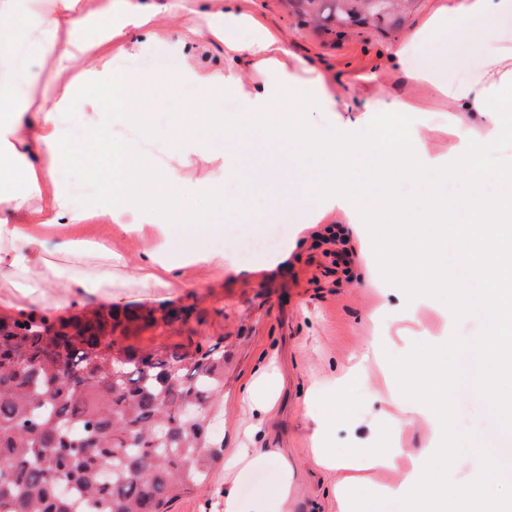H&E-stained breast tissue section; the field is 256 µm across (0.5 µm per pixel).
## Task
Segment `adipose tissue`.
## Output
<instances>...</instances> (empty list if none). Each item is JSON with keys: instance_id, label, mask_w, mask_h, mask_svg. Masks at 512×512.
<instances>
[{"instance_id": "ef3b65f1", "label": "adipose tissue", "mask_w": 512, "mask_h": 512, "mask_svg": "<svg viewBox=\"0 0 512 512\" xmlns=\"http://www.w3.org/2000/svg\"><path fill=\"white\" fill-rule=\"evenodd\" d=\"M211 19L210 32L251 28L253 16L239 0H204ZM512 14V0H431V7L408 37L409 43L446 37L469 31L488 38L498 16ZM478 28H471V21ZM149 22L143 0H106L97 14L83 13L79 0H50L49 7L30 16L23 32L30 48L54 56L58 73L68 79L51 102H36L28 93L0 88V280L8 292L0 296V309L13 310L22 296L43 306L63 308L82 294L101 292L112 302L113 276L123 275L128 262L111 242L95 238L56 237L43 233L49 225L76 226L94 215L104 216L126 236H142L152 229L149 245L140 253L138 283L144 288L163 286L164 276H178L181 269L197 264L223 268L226 254L221 249H200L193 241L201 234L220 239L224 229L206 223L191 207L195 196L205 195L225 210L238 209L236 200L225 197L224 179L236 175L241 166L240 150L250 146L254 135L267 144L288 151L299 173H306V161L314 154L323 157L327 174L314 183L312 191L296 187L277 198L262 216L265 224L288 219L292 224H318L335 211L347 223L370 232L374 225L396 223L408 208L393 190L395 177L420 180L428 172L449 174L470 185L468 194L448 199L426 195L421 216L412 229L422 247L412 268L386 271L388 282H401L409 292L404 313L414 317L428 299L419 286L423 273L438 282L451 274L447 266L435 264L441 243L432 237V226L463 214L474 218L472 226L458 235L459 251L470 270L486 285L484 302L498 321L495 332L500 344L512 343V171L490 168L484 157L501 140L512 138V47L498 46L491 52L490 65L478 87L459 86L447 90L452 111L479 115V136L461 131L447 155L432 153L428 137L422 134L425 119L406 99L373 97L364 115H357L324 127L288 115L283 110L286 89H298L306 112L336 110V100L324 75L301 81L297 72L280 61L284 51L279 37L263 33L247 41L224 42L223 67L198 75L205 93L231 94L242 105L240 112L226 117L216 112H179L175 127L191 125L193 132L184 142L185 155L203 161H219L218 175L194 183L183 182L174 161H158L141 144L114 133L112 115L126 126L150 133L151 117L137 100L136 85L125 73L103 68L76 70V49L91 28L100 32V44L119 43L123 53L138 52L142 40L137 31ZM264 76L259 88L248 89L244 67ZM103 89L111 94L110 111L88 114L92 134L110 142L112 176L95 201L74 206L66 185L59 179L63 163L81 160L82 155L66 140L62 119L83 111L90 93ZM373 112L391 116L397 127L383 133L370 120ZM500 183V197L485 194L484 184ZM276 386L269 369H261L248 387L245 398L261 431L273 410ZM394 402L404 401L393 394ZM407 402V401H404ZM409 409L431 426L434 436L428 448L409 453L397 448L403 421L388 428L394 447L373 455L369 465L397 471L401 479L386 487L387 496L404 500L406 512H440L439 489L429 474L436 458L447 455L448 387L446 374L434 376L431 386L421 387ZM256 463L274 465L281 476L275 502L259 498L243 506L233 484L218 491L217 502H204L202 512H288L292 467L278 453H258L237 447L224 461L225 472Z\"/></svg>"}]
</instances>
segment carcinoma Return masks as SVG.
<instances>
[{
	"instance_id": "obj_1",
	"label": "carcinoma",
	"mask_w": 512,
	"mask_h": 512,
	"mask_svg": "<svg viewBox=\"0 0 512 512\" xmlns=\"http://www.w3.org/2000/svg\"><path fill=\"white\" fill-rule=\"evenodd\" d=\"M337 37L400 23L414 0H287ZM121 321L97 312L0 320V512H170L203 484L224 444L210 431L224 348L113 366Z\"/></svg>"
}]
</instances>
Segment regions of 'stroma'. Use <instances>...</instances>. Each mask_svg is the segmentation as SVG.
I'll return each instance as SVG.
<instances>
[{
  "mask_svg": "<svg viewBox=\"0 0 512 512\" xmlns=\"http://www.w3.org/2000/svg\"><path fill=\"white\" fill-rule=\"evenodd\" d=\"M169 0H154L155 15L150 29L154 40L142 48L150 55L159 45H170L180 57L176 74L131 68L127 74L141 81V100L154 114L157 131L168 132V141H153V152L161 157L178 156L179 133L168 130V113H234L241 102L233 97L203 98L196 83L186 80L187 71H205L223 64L224 43L208 38L202 44L188 39L190 31H206L204 14L185 10L171 14ZM429 0H416L413 11L401 25L376 29L370 26L348 31L338 38L301 24L286 0H249L255 17L274 35L282 37L288 50L283 61L288 69L306 65L323 73L336 91L339 107L363 108L376 94L407 97L434 119L431 135L435 152L448 153L456 142L448 128L456 120L448 101L436 90L457 59L469 64L464 78L474 85L488 66L491 50L498 45L512 47V16L498 19L492 41L482 42L454 34L447 40L423 42L409 49L405 71L385 75L378 84L362 81V74L375 66L381 52L399 47L423 17ZM433 68L434 81L415 84L406 70ZM70 142L81 153L96 158L97 167L70 164L63 172L75 197L85 203L103 187L107 166L106 143L87 136L81 114L68 115ZM292 232L297 247L282 261L258 258L252 268L217 271L208 266L184 268L180 280L167 288H143L133 278L114 282L113 295L125 308L154 311V327L130 332L128 344L158 355L190 353L196 345L218 343L228 353L224 368V392L211 410L217 418L219 438L225 448L235 444L238 425L248 424L250 414L243 403V390L255 369L275 361L279 398L270 422L256 446L286 455L293 466L292 495L288 512H339L334 494L346 471L320 466L313 457V418L319 413L324 393L336 392V413L329 419V445L349 451L361 466L364 482L352 487L355 512H405L402 500L384 496L385 487L397 483L398 472L363 468V451L385 439L389 419L404 420L399 445L416 452L428 446L429 424L408 417L404 406L390 402L388 388L395 377L387 360L370 363L365 373L351 377L350 370L360 354L376 339L395 356L409 352L421 333H439L442 318L438 307L421 309L415 319L402 316L406 296L398 286L377 285L385 261L371 266L337 263L338 252H359L362 242L345 225L342 215L331 214L321 224H296ZM51 236L111 238L129 265H136L140 242L130 240L111 228L109 219L99 216L80 226L48 228ZM182 310L179 320L168 322V310ZM459 426L488 443L496 457L512 467V433L504 432L497 418L464 384L458 393ZM242 503L263 496L275 500L278 473L268 466L242 469L232 477Z\"/></svg>",
  "mask_w": 512,
  "mask_h": 512,
  "instance_id": "35a3bbf8",
  "label": "stroma"
}]
</instances>
